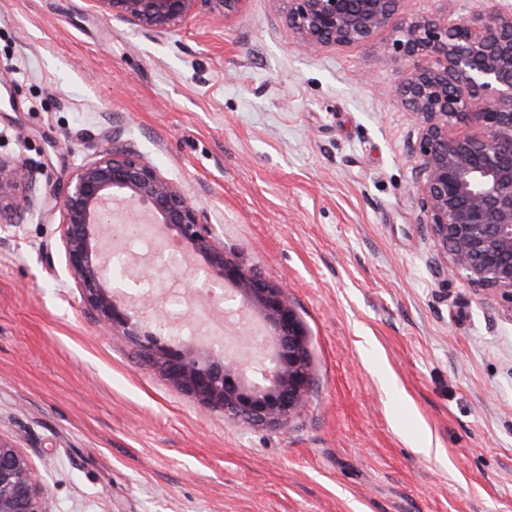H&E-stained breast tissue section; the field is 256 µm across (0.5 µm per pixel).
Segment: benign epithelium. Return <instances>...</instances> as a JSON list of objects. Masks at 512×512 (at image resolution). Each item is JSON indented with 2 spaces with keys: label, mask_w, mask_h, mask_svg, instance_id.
<instances>
[{
  "label": "benign epithelium",
  "mask_w": 512,
  "mask_h": 512,
  "mask_svg": "<svg viewBox=\"0 0 512 512\" xmlns=\"http://www.w3.org/2000/svg\"><path fill=\"white\" fill-rule=\"evenodd\" d=\"M114 19L147 34L174 31L206 6L225 15L240 0H90ZM288 29L309 49L350 46L392 27L394 49L412 61L396 96L416 133L417 223L429 226L436 254L428 266L450 259L452 272L512 315V12L488 0L467 17L405 23L401 0H279ZM35 171L0 157V212L51 202L60 214L70 278L103 331L139 348L145 365L159 370L206 411H222L247 424L286 421L305 404L312 385L306 333L285 288L252 274L224 251L207 215L155 167L119 152L78 165L63 191L34 196ZM146 205L151 224L182 253L200 262L202 288L231 286L228 299L260 319L254 348L267 363L254 378L248 362L196 337L164 345L163 310L144 327L142 304L129 294L116 303L112 270L116 240L104 231L110 205ZM48 488L31 457L0 438V512H51Z\"/></svg>",
  "instance_id": "benign-epithelium-1"
}]
</instances>
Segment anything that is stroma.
I'll list each match as a JSON object with an SVG mask.
<instances>
[{
    "label": "stroma",
    "instance_id": "35a3bbf8",
    "mask_svg": "<svg viewBox=\"0 0 512 512\" xmlns=\"http://www.w3.org/2000/svg\"><path fill=\"white\" fill-rule=\"evenodd\" d=\"M482 0H402L441 19ZM396 34L310 52L279 0L148 35L90 0H0V157L40 189L109 149L178 183L226 252L286 286L313 365L305 405L252 427L102 335L68 279L59 216L0 217V438L51 512H512V317L426 261ZM119 256L208 296L152 234Z\"/></svg>",
    "mask_w": 512,
    "mask_h": 512
}]
</instances>
